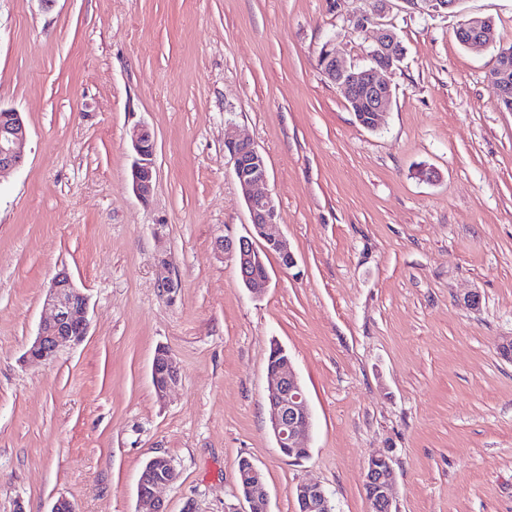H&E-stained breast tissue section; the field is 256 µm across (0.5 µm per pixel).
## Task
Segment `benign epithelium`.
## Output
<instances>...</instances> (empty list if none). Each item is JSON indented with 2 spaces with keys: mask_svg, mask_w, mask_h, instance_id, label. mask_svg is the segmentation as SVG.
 Listing matches in <instances>:
<instances>
[{
  "mask_svg": "<svg viewBox=\"0 0 512 512\" xmlns=\"http://www.w3.org/2000/svg\"><path fill=\"white\" fill-rule=\"evenodd\" d=\"M377 9L372 15H363L354 22V30L364 31L377 24L376 17L383 13L388 0H376ZM413 6L423 3L432 12L452 10L459 0H407ZM458 40L468 47L482 46L491 37L490 21L482 17H471L457 29ZM403 58V48L396 34L389 29L377 31L375 47L370 53V64L364 67H348L336 54V45L322 47L318 66L323 75L342 92L346 100L357 109L355 116L365 128L378 127L383 114L393 97L391 84L384 78ZM512 49L502 48L495 55L498 61L489 72L498 90L499 101L512 106V70L508 61ZM27 138V127L19 112L0 106V172L12 170L24 162L22 151ZM135 157L131 164L130 177L136 195L145 199L152 190L154 168V140L150 131L137 127L131 134ZM224 152L230 157L233 174L241 187L250 216L254 234L238 239H225L221 247L234 257L242 284L255 292L261 291L269 282V274L257 275L254 270L264 265L261 254H275L285 268L297 265L288 241L277 230V206L274 198L257 188L267 182L268 169L263 155L248 141L232 135L224 137ZM160 274L158 287L166 293L177 288L169 276V263L162 258L158 261ZM88 296L78 288L68 271L58 272L48 287L44 306L51 316L42 321L36 336L29 344L24 358L32 361L52 359L58 348L66 343H79L87 335ZM282 358L267 365L272 385L267 396L270 409L271 429L277 447L289 449L288 457H294V450L306 448L305 440L312 427V414L303 391L285 350L277 347ZM152 384L158 399L163 400L180 381L179 373L168 352H156L151 368ZM246 492L237 494L239 502L225 512H256L268 508V497L264 488L261 470L251 461H246ZM176 471L172 461L164 455L152 457L141 471L137 483V497L144 512H166L157 490L172 483ZM362 485L370 491L368 501L371 512H398L394 489L396 474L391 456L380 451L367 462L363 472ZM296 497L304 512H334L331 501L316 483L303 482L296 486Z\"/></svg>",
  "mask_w": 512,
  "mask_h": 512,
  "instance_id": "1",
  "label": "benign epithelium"
}]
</instances>
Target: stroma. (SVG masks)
<instances>
[{
    "instance_id": "stroma-1",
    "label": "stroma",
    "mask_w": 512,
    "mask_h": 512,
    "mask_svg": "<svg viewBox=\"0 0 512 512\" xmlns=\"http://www.w3.org/2000/svg\"><path fill=\"white\" fill-rule=\"evenodd\" d=\"M375 0H0V106L28 128L0 174V512H136L137 481L169 457L167 512H224L236 471L263 473L269 512L316 482L335 512H370L368 459L386 450L399 512H512V112L488 78L512 46V0L380 21L405 56L384 124L361 126L318 66ZM492 19L493 41L454 31ZM156 144L153 186L129 181L131 131ZM251 142L297 265L265 257L240 282L224 237L249 235L224 134ZM167 257L175 292L157 286ZM67 269L89 329L24 362ZM480 305L471 308L469 295ZM292 359L314 420L282 455L266 403L271 344ZM166 349L179 385L158 401ZM490 21L487 18L471 17L462 22L457 29L458 39L466 47L482 46L489 42L491 37Z\"/></svg>"
}]
</instances>
